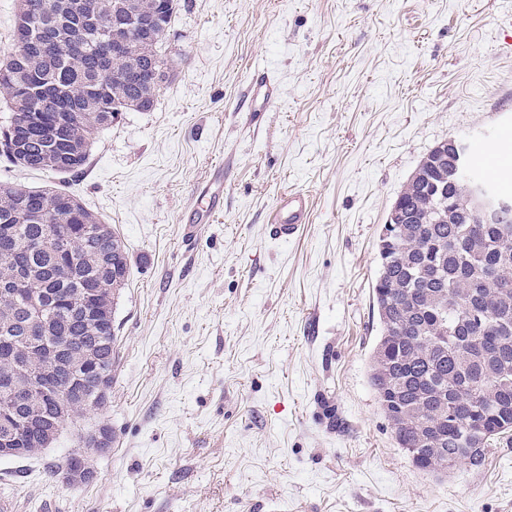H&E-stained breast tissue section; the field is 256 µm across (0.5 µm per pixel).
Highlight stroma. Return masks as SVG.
Here are the masks:
<instances>
[{
	"label": "stroma",
	"instance_id": "1",
	"mask_svg": "<svg viewBox=\"0 0 512 512\" xmlns=\"http://www.w3.org/2000/svg\"><path fill=\"white\" fill-rule=\"evenodd\" d=\"M170 83L98 132L62 184L130 255L105 403L33 459L12 512H512V433L438 476L397 447L368 379L387 215L448 139L487 143L512 192V0H178ZM269 111L240 106L257 69ZM224 167V211L189 225ZM286 190L309 221L269 238ZM112 446L71 488L98 423ZM106 448H84L83 451L74 454L77 465L69 468L62 476V482L68 486L72 483L83 480H92L94 471L90 466V458L96 453L104 451Z\"/></svg>",
	"mask_w": 512,
	"mask_h": 512
}]
</instances>
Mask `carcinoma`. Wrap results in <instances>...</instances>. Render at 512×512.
<instances>
[{
	"mask_svg": "<svg viewBox=\"0 0 512 512\" xmlns=\"http://www.w3.org/2000/svg\"><path fill=\"white\" fill-rule=\"evenodd\" d=\"M20 0L0 89L11 118L0 155L32 171L78 172L95 133L122 112L153 109L170 78L163 44L177 0ZM152 20L125 30L129 10ZM122 37L124 74L99 43ZM435 146L403 186L379 239L372 287L379 335L369 382L396 444L420 469L479 466L512 431V223L489 200H512L474 173L448 175ZM46 211L42 221L37 214ZM128 249L98 214L58 187L0 188V448H43L107 400L112 380L69 369L85 357L112 373V310ZM53 375L38 400L27 376Z\"/></svg>",
	"mask_w": 512,
	"mask_h": 512,
	"instance_id": "cac0c4a2",
	"label": "carcinoma"
}]
</instances>
